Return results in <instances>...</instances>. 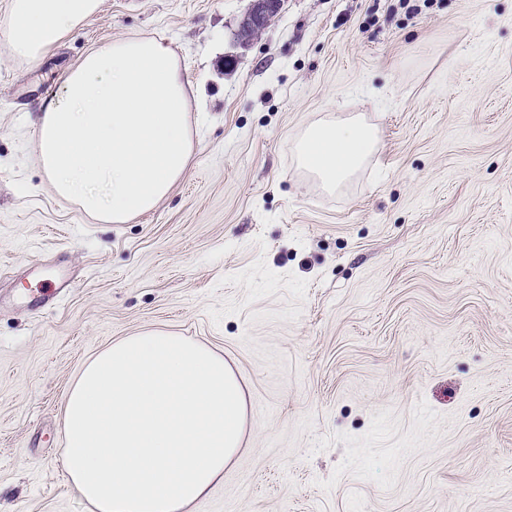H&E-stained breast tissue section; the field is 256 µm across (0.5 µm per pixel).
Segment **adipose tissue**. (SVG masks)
I'll return each mask as SVG.
<instances>
[{"mask_svg": "<svg viewBox=\"0 0 512 512\" xmlns=\"http://www.w3.org/2000/svg\"><path fill=\"white\" fill-rule=\"evenodd\" d=\"M101 0H9L6 50L31 63L79 30ZM39 162L54 193L123 224L155 209L192 157L188 82L155 38L109 40L63 76L38 117ZM360 117L321 122L293 147L333 191L377 150ZM247 404L223 357L162 329L112 343L72 385L63 461L94 512H187L241 446Z\"/></svg>", "mask_w": 512, "mask_h": 512, "instance_id": "adipose-tissue-1", "label": "adipose tissue"}]
</instances>
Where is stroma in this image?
Returning a JSON list of instances; mask_svg holds the SVG:
<instances>
[{
	"mask_svg": "<svg viewBox=\"0 0 512 512\" xmlns=\"http://www.w3.org/2000/svg\"><path fill=\"white\" fill-rule=\"evenodd\" d=\"M102 0L45 59L0 46V512H94L63 408L112 342L223 355L241 447L189 512H512V0ZM175 46L203 86L193 158L104 224L50 189L35 117L91 47ZM362 116L340 191L294 141ZM251 8L241 22V31H260L270 17L279 14L283 0H253Z\"/></svg>",
	"mask_w": 512,
	"mask_h": 512,
	"instance_id": "35a3bbf8",
	"label": "stroma"
}]
</instances>
